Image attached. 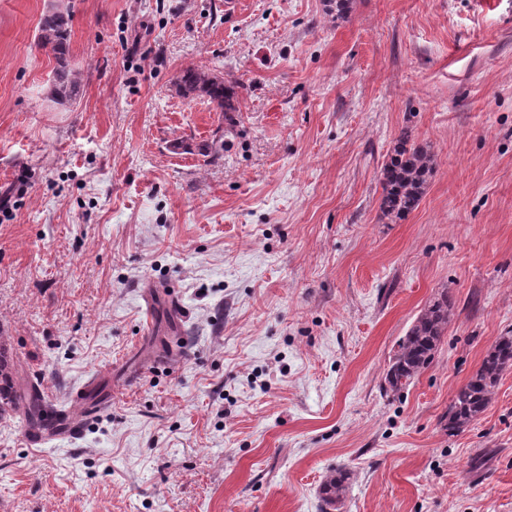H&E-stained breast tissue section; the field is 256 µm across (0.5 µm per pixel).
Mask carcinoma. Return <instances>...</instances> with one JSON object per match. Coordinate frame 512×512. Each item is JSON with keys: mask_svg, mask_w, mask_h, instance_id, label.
Here are the masks:
<instances>
[{"mask_svg": "<svg viewBox=\"0 0 512 512\" xmlns=\"http://www.w3.org/2000/svg\"><path fill=\"white\" fill-rule=\"evenodd\" d=\"M71 20L68 11L49 12L41 20L37 45L52 53L54 68L51 96L59 104H72L80 96V73L70 65ZM185 97L205 96L221 112H234L235 87L194 66L186 67L176 82ZM413 131L401 129L382 171L380 210L386 218L397 221L415 210L425 193L428 178L434 168V156L423 146H413ZM452 301L448 292L425 308L398 343L385 375L386 390L399 393L433 361L435 352L448 329ZM512 368V336H501L487 351L476 372L460 386L448 405L446 429L454 434L478 419L490 406L494 390L502 374ZM25 414L29 423L43 422L41 403L36 394L25 397ZM13 403L7 362L0 354V412ZM346 473L340 469L330 475L322 487L323 502L334 506L345 491Z\"/></svg>", "mask_w": 512, "mask_h": 512, "instance_id": "carcinoma-1", "label": "carcinoma"}]
</instances>
